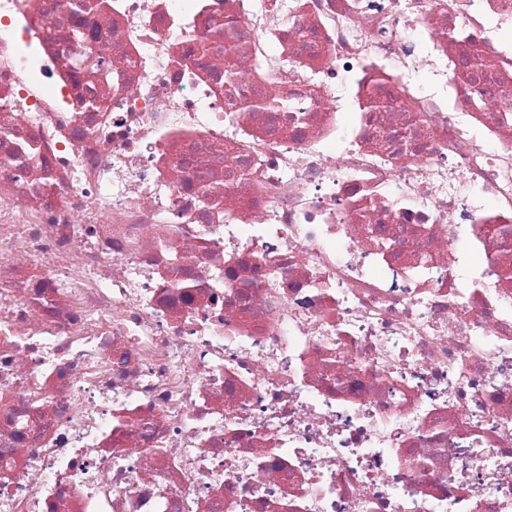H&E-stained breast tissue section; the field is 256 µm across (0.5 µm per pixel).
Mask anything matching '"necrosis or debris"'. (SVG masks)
<instances>
[{
	"mask_svg": "<svg viewBox=\"0 0 512 512\" xmlns=\"http://www.w3.org/2000/svg\"><path fill=\"white\" fill-rule=\"evenodd\" d=\"M0 512H512V0H0Z\"/></svg>",
	"mask_w": 512,
	"mask_h": 512,
	"instance_id": "1",
	"label": "necrosis or debris"
}]
</instances>
